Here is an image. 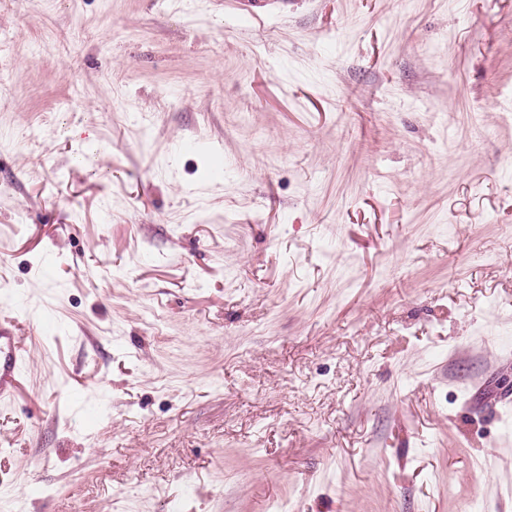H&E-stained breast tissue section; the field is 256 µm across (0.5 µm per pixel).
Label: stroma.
<instances>
[{"label": "stroma", "instance_id": "stroma-1", "mask_svg": "<svg viewBox=\"0 0 512 512\" xmlns=\"http://www.w3.org/2000/svg\"><path fill=\"white\" fill-rule=\"evenodd\" d=\"M0 512H512V0H0ZM24 347L9 321L0 323V399H8L23 368Z\"/></svg>", "mask_w": 512, "mask_h": 512}]
</instances>
